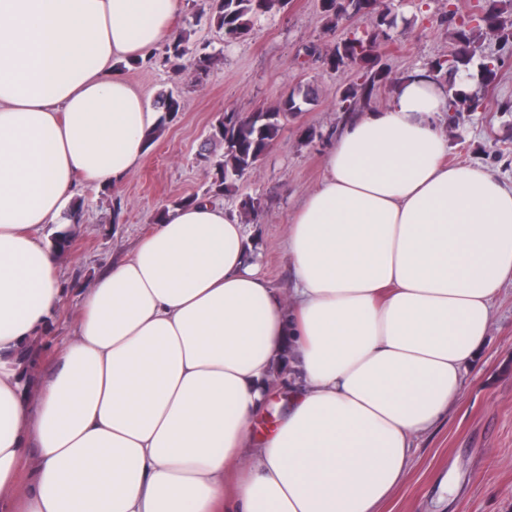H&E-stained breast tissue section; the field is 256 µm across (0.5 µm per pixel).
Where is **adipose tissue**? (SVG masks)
Listing matches in <instances>:
<instances>
[{"instance_id": "1", "label": "adipose tissue", "mask_w": 512, "mask_h": 512, "mask_svg": "<svg viewBox=\"0 0 512 512\" xmlns=\"http://www.w3.org/2000/svg\"><path fill=\"white\" fill-rule=\"evenodd\" d=\"M180 4L0 0V512H378L512 283V183L448 164L429 68L326 151L288 215L289 296L236 215L174 207L97 276L46 379L25 375L62 303L42 232L140 165L159 114L118 64ZM284 359L288 406L250 439Z\"/></svg>"}]
</instances>
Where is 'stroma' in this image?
I'll return each instance as SVG.
<instances>
[{"instance_id":"stroma-1","label":"stroma","mask_w":512,"mask_h":512,"mask_svg":"<svg viewBox=\"0 0 512 512\" xmlns=\"http://www.w3.org/2000/svg\"><path fill=\"white\" fill-rule=\"evenodd\" d=\"M474 0H384L385 7L412 25L394 44L380 49L391 70L373 105H384L400 79L436 55L451 52L453 29L440 18L449 8L467 12ZM319 0H290L285 12L262 21L239 43H225L217 28L192 33L195 42L210 43L222 54L213 72L197 81L192 71L172 75L164 67H126L132 86L150 100L168 91L180 94L177 118L165 124L148 145L140 166L119 190L78 192L83 202L78 224L58 219L47 235L68 228L72 246L61 263L64 302L60 314L34 341L36 371L46 374L59 344L72 336L86 291L112 261L127 255L154 222L158 210L173 207L180 198L203 194L210 176L196 160L206 144L209 127L224 112L249 114L274 104L292 88L311 85L314 99L289 118L263 163L239 186L222 196L218 205L239 213V200L261 198L263 207L248 217L247 236L262 255V275L271 288L287 293L292 265L285 241L288 214L322 175V158L348 113L336 105L337 87L357 80L354 69H321L302 57L304 46L331 51L335 39L325 34L319 19ZM478 58L507 55L496 82L484 93L486 106L475 112L448 115V160L479 164L503 179L512 178V42L495 35L480 38ZM318 136L306 140L302 132ZM121 203L114 211L113 203ZM379 512H512V284H505L494 306L489 335L464 374L459 401L429 432L417 438L408 473Z\"/></svg>"}]
</instances>
